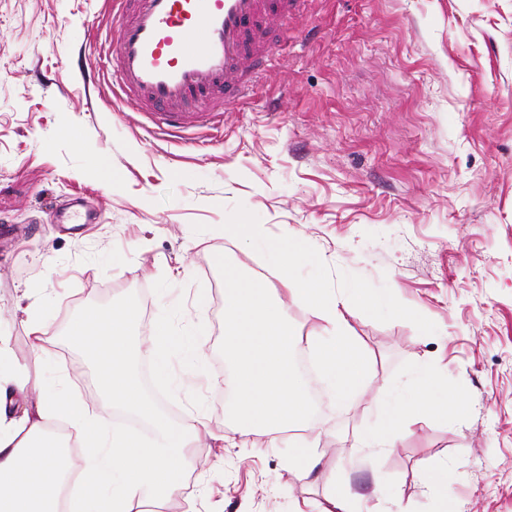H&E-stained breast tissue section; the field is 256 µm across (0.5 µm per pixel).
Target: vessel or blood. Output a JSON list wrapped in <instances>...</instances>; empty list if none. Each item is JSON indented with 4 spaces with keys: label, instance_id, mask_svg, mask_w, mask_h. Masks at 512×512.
Returning <instances> with one entry per match:
<instances>
[{
    "label": "vessel or blood",
    "instance_id": "1",
    "mask_svg": "<svg viewBox=\"0 0 512 512\" xmlns=\"http://www.w3.org/2000/svg\"><path fill=\"white\" fill-rule=\"evenodd\" d=\"M299 0H114L105 56L81 61L85 80L116 70L121 110L175 136L218 128L269 60Z\"/></svg>",
    "mask_w": 512,
    "mask_h": 512
}]
</instances>
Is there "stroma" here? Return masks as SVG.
<instances>
[{
	"label": "stroma",
	"mask_w": 512,
	"mask_h": 512,
	"mask_svg": "<svg viewBox=\"0 0 512 512\" xmlns=\"http://www.w3.org/2000/svg\"><path fill=\"white\" fill-rule=\"evenodd\" d=\"M110 0H0V338L45 391L92 403L109 428L148 437L136 414L98 397L93 366L66 337L87 307L137 313L138 373L175 425L201 406L207 428L182 496L161 512H295L345 490L357 512H444L424 464L448 469L457 512H512V0H306L253 93L220 133L152 132L107 112L110 73L86 85L73 63L108 49ZM94 213L68 231L72 197ZM224 224L260 225L235 245ZM298 242L299 280L370 305L349 320L372 369L346 397L299 344L305 391L321 407L299 436L322 462L304 475L292 448H244L228 390L224 273L214 253L272 276L269 239ZM49 327L35 359L28 322ZM205 341L156 375L150 340ZM440 414L393 447L378 392ZM466 408L457 411L455 403Z\"/></svg>",
	"instance_id": "35a3bbf8"
}]
</instances>
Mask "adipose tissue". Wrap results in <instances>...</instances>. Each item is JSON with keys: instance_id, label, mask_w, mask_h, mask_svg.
Here are the masks:
<instances>
[{"instance_id": "adipose-tissue-1", "label": "adipose tissue", "mask_w": 512, "mask_h": 512, "mask_svg": "<svg viewBox=\"0 0 512 512\" xmlns=\"http://www.w3.org/2000/svg\"><path fill=\"white\" fill-rule=\"evenodd\" d=\"M272 250L280 263L272 281L245 273L223 253L214 256L224 267V349L232 356L234 416L256 448L280 447L289 430L309 424L310 401L294 366L290 305L303 306L320 320L319 335L308 343L339 392L371 368L349 331L352 302L296 280L299 253L292 244L279 240ZM135 319L128 307L109 313L88 308L68 334L95 368L101 396L148 421L152 438L116 434L103 443L102 421L43 391L27 367L0 371V512H146L181 495L199 427L175 426L143 393L132 365ZM18 394L26 406L17 418L8 405ZM53 421L64 423L84 448L81 470H74L70 453L50 435Z\"/></svg>"}]
</instances>
